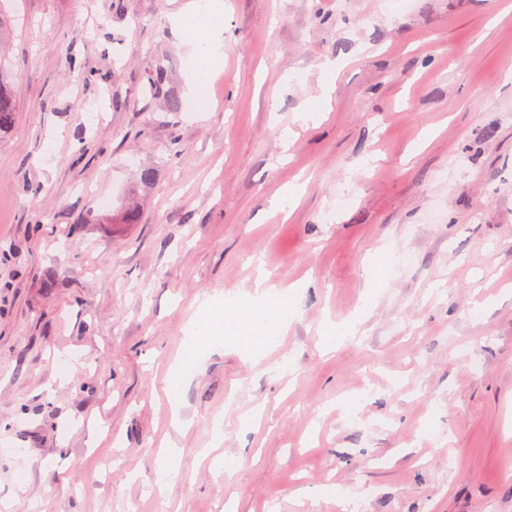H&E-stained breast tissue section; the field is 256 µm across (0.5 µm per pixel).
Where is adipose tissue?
I'll use <instances>...</instances> for the list:
<instances>
[{"mask_svg": "<svg viewBox=\"0 0 512 512\" xmlns=\"http://www.w3.org/2000/svg\"><path fill=\"white\" fill-rule=\"evenodd\" d=\"M191 20L193 33L188 41L190 54L200 69L218 68L224 60V0H192L184 17L174 18L175 27ZM279 310L268 301L263 280H256L255 294L239 306L224 308L211 298H203L193 319V335L182 352L183 364L195 361L200 342H224L261 355L271 344Z\"/></svg>", "mask_w": 512, "mask_h": 512, "instance_id": "1", "label": "adipose tissue"}]
</instances>
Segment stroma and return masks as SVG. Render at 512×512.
Listing matches in <instances>:
<instances>
[{
  "label": "stroma",
  "mask_w": 512,
  "mask_h": 512,
  "mask_svg": "<svg viewBox=\"0 0 512 512\" xmlns=\"http://www.w3.org/2000/svg\"><path fill=\"white\" fill-rule=\"evenodd\" d=\"M187 2L0 0V512H512V0H224L191 120ZM260 274L280 334L168 399ZM145 92L153 98H165L169 101L170 112H180V101L172 94L168 71L161 63L153 66L148 74ZM17 104L11 89L0 77V137L12 130L15 124Z\"/></svg>",
  "instance_id": "stroma-1"
}]
</instances>
